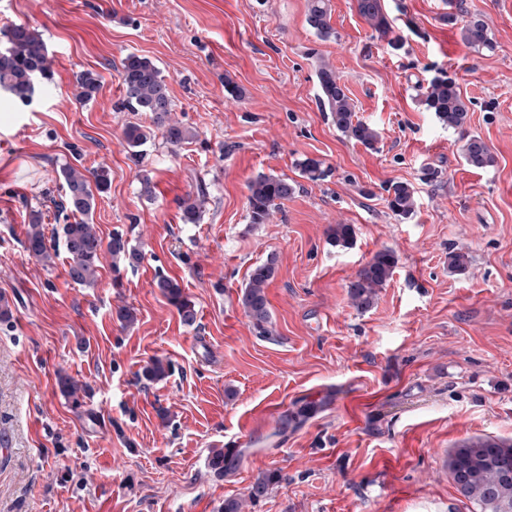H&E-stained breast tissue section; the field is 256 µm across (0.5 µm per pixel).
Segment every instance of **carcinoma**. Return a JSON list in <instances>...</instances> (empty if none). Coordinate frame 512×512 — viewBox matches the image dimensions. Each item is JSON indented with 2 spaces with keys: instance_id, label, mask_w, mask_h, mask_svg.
Masks as SVG:
<instances>
[{
  "instance_id": "obj_1",
  "label": "carcinoma",
  "mask_w": 512,
  "mask_h": 512,
  "mask_svg": "<svg viewBox=\"0 0 512 512\" xmlns=\"http://www.w3.org/2000/svg\"><path fill=\"white\" fill-rule=\"evenodd\" d=\"M358 13L380 36L388 38V45L399 50L401 37H389L392 33L388 15L381 0H357ZM307 23L318 37L326 40L334 36L330 24L329 0H308ZM3 47L0 48V88L16 100L27 104L32 101L38 80L49 76V60L45 40L28 24H12L0 30ZM462 40L477 50L492 47L487 24L477 18L467 21L461 28ZM125 89L123 106L132 112L149 114L152 127L138 123L126 125L124 140L132 155H140L139 148L151 138L152 129L161 131L166 143L179 147L192 139V132L172 118V101L160 69L147 57L129 54L121 61L119 71ZM321 94V111L329 113L331 121L344 136L373 150L379 141V132L362 122L355 115V107L348 89L336 77L333 70L321 64L316 69ZM77 97L83 102L93 99L99 89V77L91 70L77 75ZM423 105L435 114L446 128L461 133L465 163L475 169L494 166L496 158L491 148L478 135L466 131L469 107L461 95L455 80L438 76L431 80L423 93ZM301 176L318 181L325 175L321 162L305 158L298 163ZM63 193L50 198L53 209L64 217V224L55 230L54 237H46L41 224L42 214H31L24 241V248L33 258L45 263L57 255L58 245H63L69 259V277L81 285L95 282L98 263L103 251L120 257L133 265L140 261V252L129 246L122 236L116 235L104 242L95 225L89 223L96 206V195L105 192L110 184L109 170L103 166L84 174L67 165L61 170ZM296 189L295 183L273 174H258L248 184L250 220L263 224L271 211L288 200ZM390 210L402 219L415 213L416 191L407 182H397L387 188ZM206 191L199 187L198 196L189 198L181 205L182 221L197 224L200 221ZM328 239L334 247L351 245L353 228L349 224H337L328 230ZM396 265L395 253L389 249L377 252L358 272L349 284L352 304L365 310L372 306L377 292L391 278ZM276 273L273 257L253 267L241 288L238 300L254 330L260 336L272 335L271 313L267 288ZM163 296L173 305L186 325L195 322L194 303L184 295L179 284L161 276L156 281ZM170 364L152 360L144 369L150 381L167 375ZM448 468L458 490L476 503L480 512H512V445L503 442H467L457 449L448 462ZM281 480L275 471L260 474L248 490L247 500L254 504L264 498L272 485Z\"/></svg>"
}]
</instances>
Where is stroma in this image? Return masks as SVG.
Segmentation results:
<instances>
[{
  "label": "stroma",
  "instance_id": "1",
  "mask_svg": "<svg viewBox=\"0 0 512 512\" xmlns=\"http://www.w3.org/2000/svg\"><path fill=\"white\" fill-rule=\"evenodd\" d=\"M383 4L402 50L356 0H329L328 41L308 0H0V28L38 29L51 71L30 105L0 91V308L12 314L0 321V512H223L268 471L281 482L247 512H477L443 462L474 438L512 444V0H463L490 51L462 41L445 0ZM130 54L160 69L192 141L174 149L157 133L131 156L123 131L140 116L123 108L118 72ZM321 58L379 131L375 150L321 112ZM84 70L101 80L86 103ZM441 74L495 166L468 168L459 134L420 103ZM307 157L324 179L301 177ZM67 165L108 169L92 222L142 254L134 267L104 255L91 286L70 279L65 254L46 265L23 248L31 211L55 228L45 204ZM261 172L296 190L254 224L247 186ZM201 182L202 219L183 223ZM396 182L417 191L406 220L386 202ZM334 224L353 227L352 245H330ZM384 249L394 274L357 309L348 285ZM452 252L468 255L465 272L449 271ZM271 255L262 337L238 296ZM161 276L194 302L193 325ZM155 358L171 368L150 382ZM63 375L88 394L66 397ZM272 402L288 422L262 420ZM215 448L233 461L221 476ZM307 23L321 39L335 37L330 24L329 0L308 1ZM156 286L168 302L177 309L182 322L192 325L196 318L194 303L184 295L179 284L168 277L161 276L156 281Z\"/></svg>",
  "mask_w": 512,
  "mask_h": 512
}]
</instances>
